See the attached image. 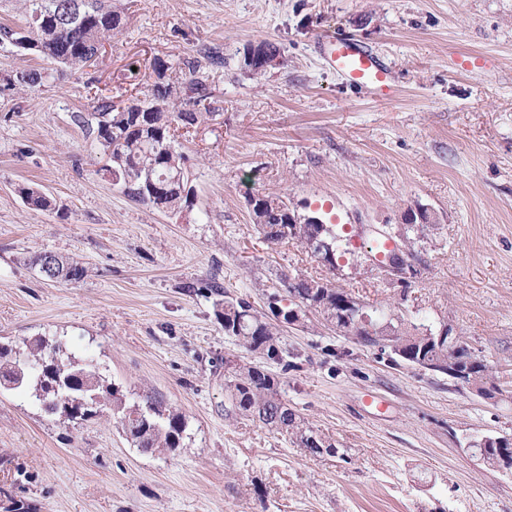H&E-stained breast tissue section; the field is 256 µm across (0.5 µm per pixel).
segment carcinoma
Wrapping results in <instances>:
<instances>
[{"mask_svg": "<svg viewBox=\"0 0 512 512\" xmlns=\"http://www.w3.org/2000/svg\"><path fill=\"white\" fill-rule=\"evenodd\" d=\"M23 9L26 13L24 28L0 25V41L17 39L25 30L27 40L34 43L33 54L61 67L92 64L94 45L112 36L122 25L121 14L113 10L107 0H23ZM278 54L277 47L266 41L250 44L245 49L243 64L257 73ZM222 66L224 59L210 51L200 53V58L186 64L188 76L182 81L190 85L193 96L185 105H194L192 111L168 110L167 88L176 86L178 81L167 75L171 66L162 61L154 64L153 98L143 101V107L132 106L121 112L112 98L102 95L97 98L93 131L103 152L112 154V166L106 173L122 184L128 198L157 209L180 208L183 201L180 184L188 182V174L183 154L173 140V124L193 126L199 119L211 115L208 69ZM146 175L170 188V194L154 199L143 197L140 184ZM20 193L38 209L51 206L50 199L39 195L31 186L21 187ZM247 202L254 223L268 242L275 244L291 239L316 258L327 248L337 251L336 233L331 225L290 222V208L280 197L253 194ZM408 221L419 239L425 237L433 225L427 211L422 209L410 212ZM59 262L61 278L66 282H78L86 274V268L77 262L63 257ZM281 280L288 297L320 313L339 335L353 336L370 345L387 342L399 359L447 373L448 336H439L436 329L429 326L421 330L415 326L409 332L389 321L383 327L376 326L368 331L359 324V312L365 310L366 305L351 294L298 272L285 274ZM186 289L190 293L215 297V305L222 307L224 335L234 338L251 353L276 360L285 369L290 367V353L279 349L277 336L282 327L290 323L291 308L279 305L278 294L268 297L271 312L268 316L257 312L247 300L231 296L215 278L201 285L189 284ZM54 384L58 385L63 400L57 409L47 410L49 414L61 415L68 402L87 399L94 406L69 414L67 420L87 421L110 408L120 413L124 433L142 451L161 454L181 447L186 423L180 414L164 408L150 395L139 403L126 404L124 395L109 383L99 367L66 352L64 344L38 338L19 349L10 344L0 345V387L22 392L41 406L55 399L48 393ZM279 388L280 380L272 372L252 363L238 364L232 378L224 384L228 400L225 412L270 426L287 435L291 443L313 453H338L336 445L316 438L305 421L279 398Z\"/></svg>", "mask_w": 512, "mask_h": 512, "instance_id": "1", "label": "carcinoma"}]
</instances>
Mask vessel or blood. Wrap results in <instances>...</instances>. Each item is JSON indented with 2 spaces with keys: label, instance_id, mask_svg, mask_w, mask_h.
<instances>
[{
  "label": "vessel or blood",
  "instance_id": "obj_1",
  "mask_svg": "<svg viewBox=\"0 0 512 512\" xmlns=\"http://www.w3.org/2000/svg\"><path fill=\"white\" fill-rule=\"evenodd\" d=\"M318 47L327 64L337 70L351 88L366 90L382 100L394 96L390 69L368 47L336 32L324 33Z\"/></svg>",
  "mask_w": 512,
  "mask_h": 512
}]
</instances>
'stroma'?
Segmentation results:
<instances>
[{
  "instance_id": "1",
  "label": "stroma",
  "mask_w": 512,
  "mask_h": 512,
  "mask_svg": "<svg viewBox=\"0 0 512 512\" xmlns=\"http://www.w3.org/2000/svg\"><path fill=\"white\" fill-rule=\"evenodd\" d=\"M124 27L95 63L50 70L0 44V342L62 340L106 368L127 402L150 393L187 423L182 448L133 447L112 413L71 422L0 391V490L21 512H512V477L467 449L512 435V0H112ZM352 36L393 69L387 101L350 88L317 50ZM268 41L265 71L243 50ZM212 49L213 115L179 143L190 208L130 200L105 177L76 121L97 94L151 98V65ZM44 72L41 87L16 75ZM32 184L54 201L36 210ZM251 193L335 225L328 270L295 242L264 240ZM434 224L389 279L377 234H408V209ZM87 269L45 280L34 255ZM361 297L386 318L448 324L486 363L480 395L448 375L394 363L386 346L336 334L306 311L283 327L280 365L247 352L186 283L216 277L258 311L293 270ZM278 373L288 406L337 454H313L259 423L225 417V364ZM256 47V51L260 52L262 56H265L266 59H262L260 55L254 53V48ZM252 53H254L252 55ZM279 51L277 47L273 44L268 43L266 41H261L256 44H250L246 47L243 57V64L246 69L252 71L254 73L261 72L259 71L267 61L274 60L276 56L278 57Z\"/></svg>"
}]
</instances>
